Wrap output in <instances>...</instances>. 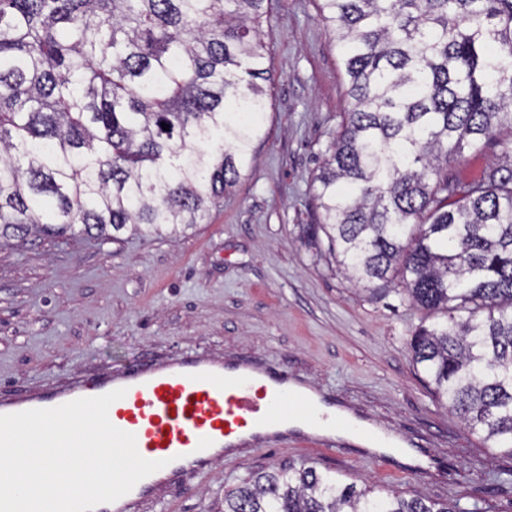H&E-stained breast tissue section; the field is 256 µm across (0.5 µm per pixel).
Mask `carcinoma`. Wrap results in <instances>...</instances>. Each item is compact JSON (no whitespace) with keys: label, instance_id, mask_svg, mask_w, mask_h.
<instances>
[{"label":"carcinoma","instance_id":"carcinoma-1","mask_svg":"<svg viewBox=\"0 0 512 512\" xmlns=\"http://www.w3.org/2000/svg\"><path fill=\"white\" fill-rule=\"evenodd\" d=\"M269 2L0 0V238L202 223L262 135ZM319 16L348 101L301 237L426 312L413 361L512 457V0H320ZM504 129L463 180L464 150ZM224 512L477 509L290 466L224 491ZM502 150V145L493 142L480 153L465 151L463 157L456 163L459 176L467 181L479 178L484 169L496 159Z\"/></svg>","mask_w":512,"mask_h":512}]
</instances>
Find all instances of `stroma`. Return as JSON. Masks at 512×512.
<instances>
[{
	"label": "stroma",
	"instance_id": "stroma-1",
	"mask_svg": "<svg viewBox=\"0 0 512 512\" xmlns=\"http://www.w3.org/2000/svg\"><path fill=\"white\" fill-rule=\"evenodd\" d=\"M319 0H271V97L262 138L204 223L120 240H0V395L183 353L287 370L383 430L427 466L353 446L288 438L240 449L205 478L173 484L141 512H222L258 472L308 465L357 486L512 512V458L439 404L408 349L424 313L373 294L300 237L313 178L346 104L339 44Z\"/></svg>",
	"mask_w": 512,
	"mask_h": 512
}]
</instances>
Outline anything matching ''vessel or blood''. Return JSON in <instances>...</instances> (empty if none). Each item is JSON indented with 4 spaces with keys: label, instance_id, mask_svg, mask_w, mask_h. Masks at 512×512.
<instances>
[{
    "label": "vessel or blood",
    "instance_id": "b4317fda",
    "mask_svg": "<svg viewBox=\"0 0 512 512\" xmlns=\"http://www.w3.org/2000/svg\"><path fill=\"white\" fill-rule=\"evenodd\" d=\"M119 388L126 394L110 406V422L135 435L144 458L163 461L164 466L118 500L98 505L95 512H139L180 479L208 476L229 449L248 440L291 434L332 449L337 425L347 420L334 400L288 373L208 353L149 361L99 376L90 384L75 379L43 392L0 396V415L53 408ZM356 433L379 448L411 445L410 440L383 436L363 425Z\"/></svg>",
    "mask_w": 512,
    "mask_h": 512
}]
</instances>
